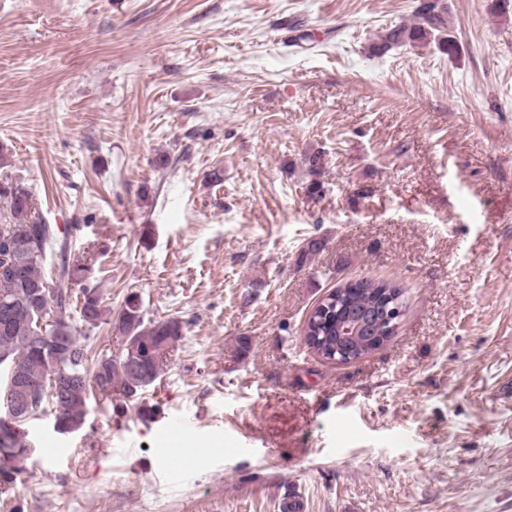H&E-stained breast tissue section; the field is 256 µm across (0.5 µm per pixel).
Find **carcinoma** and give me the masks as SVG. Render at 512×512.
<instances>
[{"label":"carcinoma","mask_w":512,"mask_h":512,"mask_svg":"<svg viewBox=\"0 0 512 512\" xmlns=\"http://www.w3.org/2000/svg\"><path fill=\"white\" fill-rule=\"evenodd\" d=\"M435 42L439 49L453 55L459 52L455 40L448 34V7L444 0H422L410 24L396 25L387 30L381 42L375 46L380 53L406 44L427 45ZM310 182L306 191L319 195L323 185L318 179L319 159H308ZM0 201L6 203L0 222V238L12 244L15 259L10 266L0 270V354H9L22 364V377L27 385L40 392V408L49 411L55 422L61 425H74L85 417V403L96 393L110 403L118 405L113 411L124 409L129 402L140 400L147 388L160 381L165 369L172 361L171 352L183 338V321L169 317L152 320L143 314V301L140 295H128L118 312L116 321L126 343L141 350L144 354L139 370L133 371L122 363V358L112 360L110 382L112 392L95 385L100 378L101 356L92 355L89 336L80 332L70 323L67 312L71 307L79 308L83 322L93 318L92 328L109 323L112 309L103 304L99 286L83 284L87 273L93 269L89 256L73 259L65 246L57 245L56 236L50 226L40 223L35 217V207L29 188L19 179L5 173L0 176ZM57 282L59 292L53 300V307L42 310L35 301L37 289ZM80 285L82 297H74L72 289L65 287L67 282ZM333 293L340 295L341 310L330 308L325 311L314 306L307 325L315 326V333L321 339L322 349L342 344L352 349L353 356H364L365 339L350 341L341 339L337 327L348 311L364 313L371 318L372 335L387 339L394 336L382 321L379 309L383 302L394 296L403 297V289L397 285L359 279L348 281L336 287ZM69 337L70 363L66 368L80 374L79 384L65 396L51 392L52 376L56 369L49 361L44 336ZM9 451L12 476L0 479V495L11 493L21 474L29 453L19 436L12 437L10 444L0 443V455Z\"/></svg>","instance_id":"1"}]
</instances>
